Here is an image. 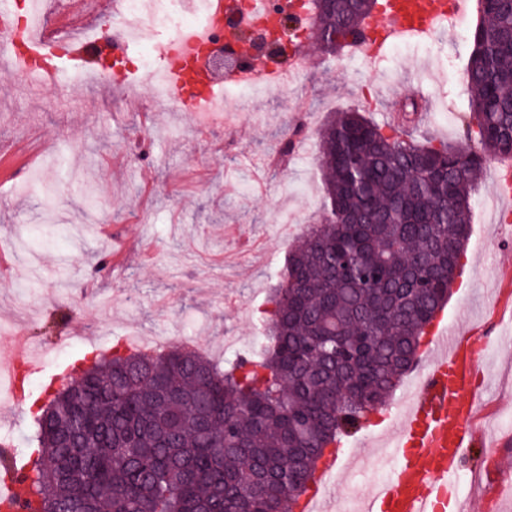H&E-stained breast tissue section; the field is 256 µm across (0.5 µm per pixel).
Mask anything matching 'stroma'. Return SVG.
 I'll use <instances>...</instances> for the list:
<instances>
[{
    "instance_id": "35a3bbf8",
    "label": "stroma",
    "mask_w": 512,
    "mask_h": 512,
    "mask_svg": "<svg viewBox=\"0 0 512 512\" xmlns=\"http://www.w3.org/2000/svg\"><path fill=\"white\" fill-rule=\"evenodd\" d=\"M473 50L460 25L444 34L385 45L376 62L312 51L288 94L253 96L231 89L240 119L195 133L180 112L131 111L110 79L72 73L67 95L38 84L19 88L0 71V143L39 144L19 178L0 184V246L15 271L0 280V332L24 323L42 369L36 386L69 381L84 355H107L116 342L169 337L220 359L224 339L256 352L261 313L295 238L278 229L281 212L310 220L322 210L318 131L330 113L358 110L410 139L465 142L470 93L464 72ZM288 156H281L284 142ZM501 171L489 162L472 209V234L441 313L469 334L496 315L506 320L482 345L477 397L490 412L483 441L462 461L469 482L457 487L462 512H512V493L495 482L512 472V239L498 221ZM152 178L150 206L140 202ZM111 225L113 238L94 234ZM406 374L384 412L344 443L327 497L367 493L376 475L352 467L403 424ZM32 415L14 405L0 380V443L24 447Z\"/></svg>"
}]
</instances>
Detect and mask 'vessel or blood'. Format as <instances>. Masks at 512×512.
Listing matches in <instances>:
<instances>
[{"label":"vessel or blood","instance_id":"1","mask_svg":"<svg viewBox=\"0 0 512 512\" xmlns=\"http://www.w3.org/2000/svg\"><path fill=\"white\" fill-rule=\"evenodd\" d=\"M448 15L447 0H384L376 15L367 21L365 37L358 49L370 42L384 43L410 32H427ZM81 18L50 24L39 31L23 29V50L11 54L20 73H38L56 80L69 72L98 76L91 51L101 48L104 38L85 47L75 35ZM198 36L168 39L159 54L164 92L159 106L185 112L201 111L213 94L209 81L199 79ZM476 337L453 336L447 326H435L429 351L420 368L419 393L394 439L395 462L384 488L369 493L365 512H456L454 478L468 442L482 429L474 400L479 362ZM8 365L0 374L10 381L13 394H20L15 365L35 371L39 360L29 346L15 345Z\"/></svg>","mask_w":512,"mask_h":512}]
</instances>
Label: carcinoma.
I'll list each match as a JSON object with an SVG mask.
<instances>
[{"instance_id": "cac0c4a2", "label": "carcinoma", "mask_w": 512, "mask_h": 512, "mask_svg": "<svg viewBox=\"0 0 512 512\" xmlns=\"http://www.w3.org/2000/svg\"><path fill=\"white\" fill-rule=\"evenodd\" d=\"M378 0H313L335 54ZM472 151L358 111L319 133L324 204L270 289L258 358L112 347L48 393L20 454L25 512H297L320 459L418 360L470 238L487 162L512 156V0L481 5Z\"/></svg>"}]
</instances>
